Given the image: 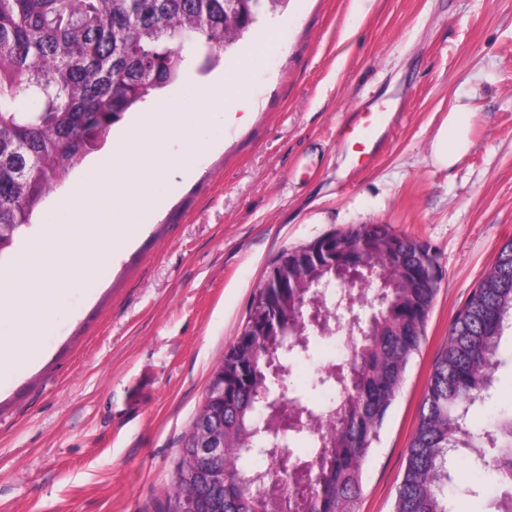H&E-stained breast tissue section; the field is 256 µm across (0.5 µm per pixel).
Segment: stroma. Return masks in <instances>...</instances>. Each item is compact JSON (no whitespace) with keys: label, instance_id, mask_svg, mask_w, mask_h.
Wrapping results in <instances>:
<instances>
[{"label":"stroma","instance_id":"stroma-1","mask_svg":"<svg viewBox=\"0 0 512 512\" xmlns=\"http://www.w3.org/2000/svg\"><path fill=\"white\" fill-rule=\"evenodd\" d=\"M279 48L257 51L267 31ZM247 65L249 118L214 114L189 168H169L163 203L94 294L62 283L43 346L0 386V512H166L181 438L235 341L268 264L350 224H386L426 245L439 291L425 337L365 463L360 512H394L423 390L448 326L512 238V0H289L226 52ZM470 150L432 159L456 103ZM389 130L356 170L341 131L358 112ZM73 173L12 248L79 189ZM478 427L512 408V328ZM450 512H483L490 474L456 453Z\"/></svg>","mask_w":512,"mask_h":512}]
</instances>
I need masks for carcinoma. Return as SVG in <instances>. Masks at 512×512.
Listing matches in <instances>:
<instances>
[{
	"mask_svg": "<svg viewBox=\"0 0 512 512\" xmlns=\"http://www.w3.org/2000/svg\"><path fill=\"white\" fill-rule=\"evenodd\" d=\"M287 0H0V227L11 237L126 113L173 87L191 63L207 72ZM337 262L379 265L398 286L366 336L336 337L338 362L306 389L333 386L336 399L302 406L323 417L286 432L270 466L251 463L271 368L310 357L318 337L286 349L282 336H238L224 354V512H359L364 465L407 367L419 352L438 290L436 262L416 240L384 224L333 231ZM298 289L274 307L283 336L304 314ZM512 320V239L455 314L448 344L427 380L395 512H448V457L466 448L476 470L512 486V412L474 430L467 414L485 399L499 344ZM309 443L295 456L289 441Z\"/></svg>",
	"mask_w": 512,
	"mask_h": 512,
	"instance_id": "obj_1",
	"label": "carcinoma"
}]
</instances>
